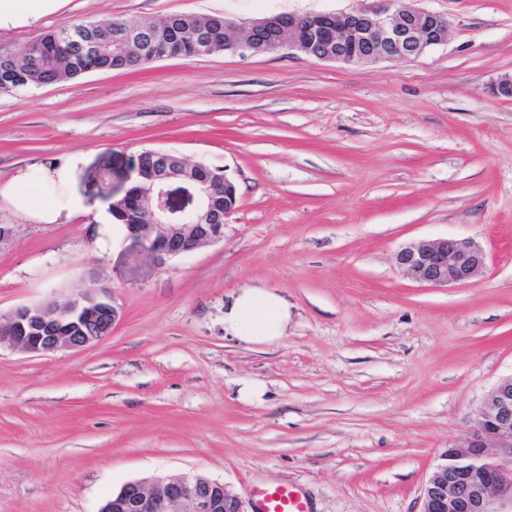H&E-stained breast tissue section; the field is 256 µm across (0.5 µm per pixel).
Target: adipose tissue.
<instances>
[{"instance_id": "1", "label": "adipose tissue", "mask_w": 512, "mask_h": 512, "mask_svg": "<svg viewBox=\"0 0 512 512\" xmlns=\"http://www.w3.org/2000/svg\"><path fill=\"white\" fill-rule=\"evenodd\" d=\"M65 0H0V29L30 26L44 16L56 12ZM82 161L80 154L68 155L62 162L0 183V201L35 224H58L77 212L97 211L99 223L111 225L106 206L92 208L84 199L70 196L59 201L31 192V182L63 185ZM288 302L268 288H242L224 306V331L228 337L244 345H274L288 332Z\"/></svg>"}]
</instances>
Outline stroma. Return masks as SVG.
Segmentation results:
<instances>
[{
    "label": "stroma",
    "instance_id": "obj_1",
    "mask_svg": "<svg viewBox=\"0 0 512 512\" xmlns=\"http://www.w3.org/2000/svg\"><path fill=\"white\" fill-rule=\"evenodd\" d=\"M363 0H68L0 51L81 20L221 13L243 25ZM447 42L404 62L318 61L279 50L166 58L0 91V182L83 155L69 185L120 198L147 149L227 169L222 241L159 266L95 213L14 227L0 248V315L99 282L110 336L46 355L0 348V512H98L128 482L201 473L254 512L295 486L310 512H421L420 490L512 375V0H419ZM467 238L472 283L431 287L394 263L412 243ZM275 289L288 335H224V302ZM253 380L263 402L240 399Z\"/></svg>",
    "mask_w": 512,
    "mask_h": 512
}]
</instances>
